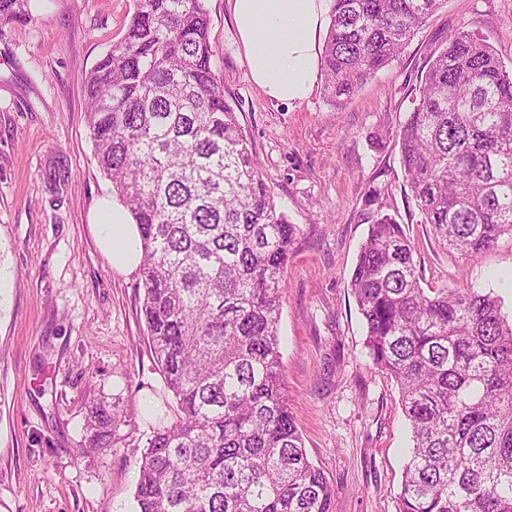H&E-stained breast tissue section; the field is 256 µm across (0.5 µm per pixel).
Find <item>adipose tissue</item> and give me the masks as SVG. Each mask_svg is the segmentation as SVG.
<instances>
[{"label": "adipose tissue", "instance_id": "obj_1", "mask_svg": "<svg viewBox=\"0 0 512 512\" xmlns=\"http://www.w3.org/2000/svg\"><path fill=\"white\" fill-rule=\"evenodd\" d=\"M252 81L270 98L300 102L313 91L327 0H229ZM90 227L99 251L120 273L142 260L140 232L113 200L101 204Z\"/></svg>", "mask_w": 512, "mask_h": 512}]
</instances>
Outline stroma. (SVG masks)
<instances>
[{
    "instance_id": "35a3bbf8",
    "label": "stroma",
    "mask_w": 512,
    "mask_h": 512,
    "mask_svg": "<svg viewBox=\"0 0 512 512\" xmlns=\"http://www.w3.org/2000/svg\"><path fill=\"white\" fill-rule=\"evenodd\" d=\"M212 64L274 200L301 228L285 270L283 380L335 512H396L409 431L395 382L372 364L351 294L377 212L415 244L423 288L494 290L512 311V237L468 258L422 224L396 132L425 65L451 32L485 39L512 68V0H446L398 59L342 107L323 84L301 102L265 96L227 0H205ZM134 0H31L0 24V512H136L138 467L175 404L149 350L141 271L98 251L88 215L112 184L87 127L85 78L125 33ZM96 403L124 417L111 447L87 446Z\"/></svg>"
}]
</instances>
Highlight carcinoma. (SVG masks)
I'll use <instances>...</instances> for the list:
<instances>
[{"mask_svg":"<svg viewBox=\"0 0 512 512\" xmlns=\"http://www.w3.org/2000/svg\"><path fill=\"white\" fill-rule=\"evenodd\" d=\"M30 0H0V20ZM91 70L99 169L141 232L149 347L176 402L139 466L136 512H334L285 394L282 280L300 228L277 210L212 69L204 0H136ZM445 0H332L325 90L335 106L403 51ZM408 185L435 241L462 257L512 235V73L459 29L430 59L399 130ZM388 214L360 247L351 292L373 366L411 430L397 512H512V316L467 285L421 286ZM115 406L90 409L107 448Z\"/></svg>","mask_w":512,"mask_h":512,"instance_id":"cac0c4a2","label":"carcinoma"}]
</instances>
